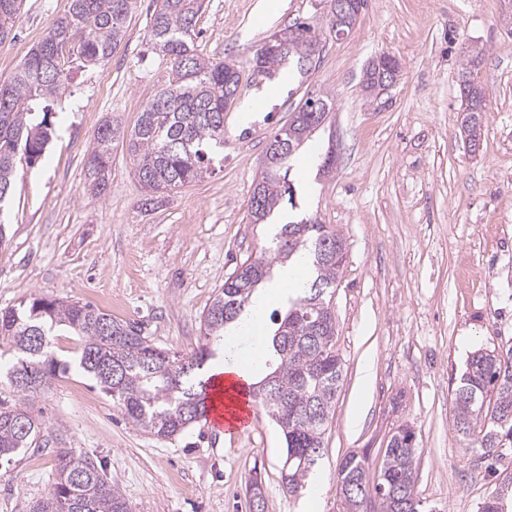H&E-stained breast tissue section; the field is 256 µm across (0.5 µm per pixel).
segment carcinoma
Here are the masks:
<instances>
[{"instance_id": "carcinoma-1", "label": "carcinoma", "mask_w": 512, "mask_h": 512, "mask_svg": "<svg viewBox=\"0 0 512 512\" xmlns=\"http://www.w3.org/2000/svg\"><path fill=\"white\" fill-rule=\"evenodd\" d=\"M358 0L345 22L333 17L318 25L306 21L274 33L256 53L254 70L273 75L284 65L300 76L320 58L325 34L350 31L365 9ZM23 0H0V43L12 33ZM204 0H157L150 19L153 49L169 59L168 83L140 112L134 128L118 118L98 128L88 159L89 186L101 194L112 163V147L129 155L138 182L146 192L143 205L158 196L204 179L213 155L224 148V112L234 102L240 71L233 62L198 53L195 26ZM130 0H70L44 40L23 64L0 81V205L13 187L17 162L33 165L44 156L53 135L49 102L68 80L70 64L95 65L108 59L126 35ZM275 48H270V45ZM472 52L459 71L461 131L468 144H479L486 115V92ZM365 71L364 89H383L378 67ZM335 101L308 97L296 107L295 126L274 134L284 148L278 162L257 177L260 200L250 208L251 223L261 224L292 195L287 176L291 162L319 127L310 115L330 112ZM346 258L340 232L303 218L282 225L276 247L241 262L225 280L201 320L205 344L187 356L171 354L143 336L133 323L117 321L89 305L34 298L17 308L0 310V344L16 362L7 372L19 401L0 404V463L11 462L35 444L41 427L27 411L25 398L51 379L70 370L54 356V337L61 330L78 336V366L111 396L133 426L159 439L182 434L207 412L208 378L204 366L215 355L210 346L224 343V331L254 305L259 288L274 270L310 267V276L289 296L282 310L270 314L273 324L259 347L268 373L253 384L254 397L267 409L285 444L280 470L282 486L293 496L309 482L324 448V433L343 377L336 354V316L327 300L336 287ZM456 431L486 458L512 448V346L505 351L479 349L467 359L453 394ZM27 428H22L18 417ZM421 449L415 434L401 428L388 441L379 470L371 472L368 449L346 455L338 470L345 512H419L415 494L416 463ZM32 512H129L120 490L87 459L71 448L58 453L53 488ZM478 512H512V475L504 476L479 503Z\"/></svg>"}]
</instances>
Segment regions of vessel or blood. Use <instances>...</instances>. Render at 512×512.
I'll return each mask as SVG.
<instances>
[{"label": "vessel or blood", "instance_id": "b4317fda", "mask_svg": "<svg viewBox=\"0 0 512 512\" xmlns=\"http://www.w3.org/2000/svg\"><path fill=\"white\" fill-rule=\"evenodd\" d=\"M208 384V424L233 437L247 430L252 423L254 399L245 382L237 381L229 390L219 375L210 378Z\"/></svg>", "mask_w": 512, "mask_h": 512}]
</instances>
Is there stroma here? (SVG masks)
I'll return each instance as SVG.
<instances>
[{
  "label": "stroma",
  "instance_id": "35a3bbf8",
  "mask_svg": "<svg viewBox=\"0 0 512 512\" xmlns=\"http://www.w3.org/2000/svg\"><path fill=\"white\" fill-rule=\"evenodd\" d=\"M156 0H133L124 40L98 65H73L51 101L54 133L44 157L19 164L0 210V309L33 297L87 303L137 322L152 343L188 355L204 343L201 319L237 265L273 239L249 219L254 182L276 128L307 97L335 100L298 154L288 179L297 213L337 229L348 254L331 291L343 377L317 463L315 491L288 495L280 480L283 439L264 407L238 439L194 424L172 439L127 422L111 397L71 369L29 401L41 423L35 447L0 464V512H30L49 494L57 451L88 458L119 487L130 512H250L249 483L262 482L264 512H342L337 471L369 449L380 465L399 427L421 455L415 492L424 512H477L496 480L479 451L464 447L452 394L470 354L512 346V25L502 0H368L343 38L326 37L308 76L257 75L253 59L296 20L324 23V0H207L198 51L235 62L237 100L224 114V157L201 182L143 207L129 157L112 151L107 189L87 187L94 134L118 116L133 127L170 74L151 51ZM68 0H25L13 36L0 43V80L64 14ZM486 60L488 110L480 149L460 131L457 73L470 51ZM387 53L396 82L369 94L368 63ZM336 165L318 167L328 149ZM373 379L358 380L366 359Z\"/></svg>",
  "mask_w": 512,
  "mask_h": 512
}]
</instances>
